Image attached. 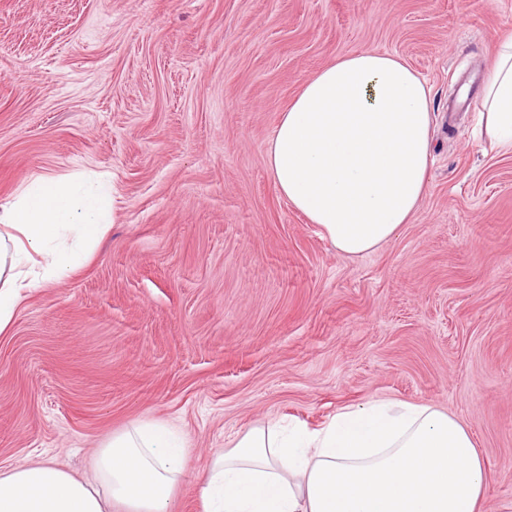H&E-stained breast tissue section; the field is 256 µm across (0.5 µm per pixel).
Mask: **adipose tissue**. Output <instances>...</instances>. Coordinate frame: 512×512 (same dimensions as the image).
<instances>
[{"instance_id":"ef3b65f1","label":"adipose tissue","mask_w":512,"mask_h":512,"mask_svg":"<svg viewBox=\"0 0 512 512\" xmlns=\"http://www.w3.org/2000/svg\"><path fill=\"white\" fill-rule=\"evenodd\" d=\"M484 132L512 150V33L482 92ZM432 101L404 59L369 50L329 63L282 112L267 163L278 192L320 227L337 252L358 257L410 222L426 190ZM108 184L83 190L42 176L0 204V333L21 298L31 254L43 278L70 272L54 243H94L112 214ZM187 450L172 427L136 423L98 449L93 480L51 461L0 473V512H173ZM483 461L464 427L433 407L373 400L316 431L249 429L217 451L199 488L200 512H478Z\"/></svg>"}]
</instances>
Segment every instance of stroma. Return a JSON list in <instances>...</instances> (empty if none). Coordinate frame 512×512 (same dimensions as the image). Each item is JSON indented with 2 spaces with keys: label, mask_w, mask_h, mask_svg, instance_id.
Segmentation results:
<instances>
[{
  "label": "stroma",
  "mask_w": 512,
  "mask_h": 512,
  "mask_svg": "<svg viewBox=\"0 0 512 512\" xmlns=\"http://www.w3.org/2000/svg\"><path fill=\"white\" fill-rule=\"evenodd\" d=\"M512 0H0V202L43 174L106 179L113 221L0 334V471L87 475L170 423L200 512L212 454L275 421L317 430L372 399L456 418L512 512V151L449 113L494 61ZM405 59L431 89L410 224L339 254L281 196L268 141L336 58Z\"/></svg>",
  "instance_id": "stroma-1"
}]
</instances>
